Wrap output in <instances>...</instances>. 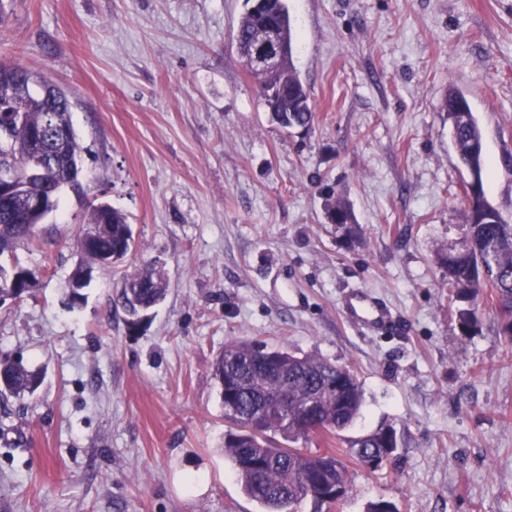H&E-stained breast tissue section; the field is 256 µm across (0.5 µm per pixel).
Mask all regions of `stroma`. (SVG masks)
<instances>
[{
  "mask_svg": "<svg viewBox=\"0 0 512 512\" xmlns=\"http://www.w3.org/2000/svg\"><path fill=\"white\" fill-rule=\"evenodd\" d=\"M0 2V60L68 93L90 176L34 246L0 257L36 282L0 306V357L43 377L35 397L0 396V512H265L224 457L213 367L235 338L356 374L360 417L309 443L348 469L337 512H512V333L483 287L463 334L437 263L467 232L449 88L479 121L486 198L512 223V0H287L316 113L290 133L233 47L246 0ZM324 184L356 235L328 223ZM93 201L126 215L134 246L72 307ZM147 263L169 292L134 329L113 298ZM354 288L387 303L396 331L345 317ZM380 429L397 446L373 470L350 446Z\"/></svg>",
  "mask_w": 512,
  "mask_h": 512,
  "instance_id": "obj_1",
  "label": "stroma"
}]
</instances>
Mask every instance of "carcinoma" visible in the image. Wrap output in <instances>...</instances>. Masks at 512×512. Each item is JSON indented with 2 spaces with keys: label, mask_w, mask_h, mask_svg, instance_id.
<instances>
[{
  "label": "carcinoma",
  "mask_w": 512,
  "mask_h": 512,
  "mask_svg": "<svg viewBox=\"0 0 512 512\" xmlns=\"http://www.w3.org/2000/svg\"><path fill=\"white\" fill-rule=\"evenodd\" d=\"M275 31L281 53L278 65L256 69L252 50ZM294 32L286 0H262L240 16L235 51L239 62L255 80L271 121L283 129H309L315 119L309 88L293 59ZM15 84L11 98L0 101V124L21 115L25 127L4 145L14 162L24 166L36 152L43 154L44 168L26 177L22 193L29 199L49 196L76 178V163L86 148L76 135L72 109L51 77L20 62H0V83ZM450 136L464 162L485 170L482 133L476 119L467 126L453 125L456 113L472 112L466 97L448 92ZM69 134L56 139L47 128L49 115ZM326 217L339 213L353 221L345 202L330 190L325 197ZM43 215L20 206L13 195H0V257L31 244L35 225ZM469 237L460 249L438 254L448 285L456 296L477 297L489 283L495 289L500 311L512 317V224L500 218L488 222L481 214L467 217ZM76 241L81 259L68 281L87 285L105 253H112V266L124 262L134 246L131 225L123 212L107 203L87 210ZM32 273L15 264L12 270L0 265V301L33 296ZM168 282L152 264L123 276L114 302L130 317L134 327L166 297ZM462 333L476 330L478 318L471 309L458 311ZM214 376L222 387L225 418L230 428L224 434V456L231 462L244 493L266 507V512H293V507L311 498L321 506L325 489H349L348 470L334 455L296 447L299 441L325 433H340L354 424L363 405L356 376L348 369L315 356H297L285 349L260 342L232 339L216 360ZM42 384L40 373L20 360L0 359V395H34ZM286 444L275 445L271 435ZM353 454L362 465L373 462L396 448L395 437L379 430L356 439Z\"/></svg>",
  "instance_id": "obj_1"
}]
</instances>
